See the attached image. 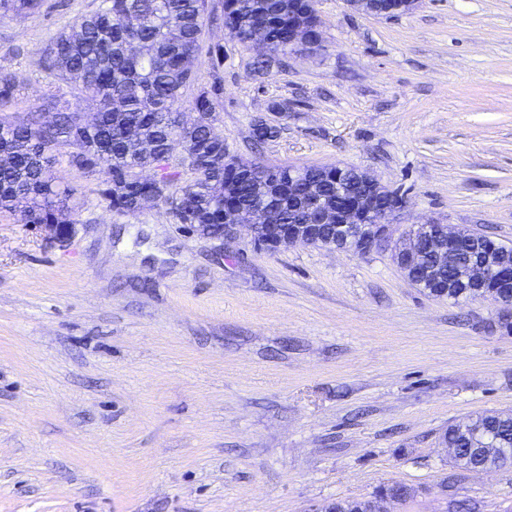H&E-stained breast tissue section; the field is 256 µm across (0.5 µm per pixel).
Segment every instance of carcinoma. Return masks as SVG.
Listing matches in <instances>:
<instances>
[{"instance_id": "1", "label": "carcinoma", "mask_w": 512, "mask_h": 512, "mask_svg": "<svg viewBox=\"0 0 512 512\" xmlns=\"http://www.w3.org/2000/svg\"><path fill=\"white\" fill-rule=\"evenodd\" d=\"M41 0H0V18L29 15ZM212 21L208 0H100L94 12L74 19L46 47L43 69L78 95L97 106V120L84 125L81 115L71 110L63 97L54 100L55 117L41 127L34 115L23 120L0 116V212L10 213L27 203L28 224H70L69 189L52 175L55 152L62 145L73 148L68 162L101 175V202L122 214L137 211V198L157 190L165 193L159 202L181 224H222L225 215H244L256 202L251 178L265 175L269 168L254 165L252 177L225 168L229 153L224 136L215 132L216 104L222 93L221 81L200 88L187 109L199 119L185 124L180 104L185 90L197 84L203 65L202 37ZM222 25L230 37L247 42L251 30L260 29L266 53L257 56L255 69L264 71L271 63H283L288 46V0H224ZM23 78L16 72L0 71V106L20 94ZM184 146L195 154L189 167L192 177L179 183L181 164L161 168L156 181L129 182L126 176L156 167L160 156ZM281 184L266 205L278 216L277 223L289 224L288 168L280 170ZM464 249L455 264L440 273L434 290L450 300H477L485 295L511 293L497 288L506 270L490 271V288H479L462 277V264L490 251L512 263V246L486 235L460 229ZM455 449L448 472L441 480L446 512H482L480 502L462 497L458 486L464 473L499 468L512 461V414H479L448 425L442 434ZM406 495L398 483L383 484L373 496ZM336 512H365L370 501H335Z\"/></svg>"}]
</instances>
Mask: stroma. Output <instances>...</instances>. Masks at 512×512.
Returning a JSON list of instances; mask_svg holds the SVG:
<instances>
[{
	"label": "stroma",
	"instance_id": "35a3bbf8",
	"mask_svg": "<svg viewBox=\"0 0 512 512\" xmlns=\"http://www.w3.org/2000/svg\"><path fill=\"white\" fill-rule=\"evenodd\" d=\"M100 0L0 18L11 112H47L50 40ZM323 48L254 72L222 46L215 128L269 167L370 171L414 224L512 244V0H419L376 16L318 0ZM279 134L254 145L257 118ZM75 236L0 214V512H320L397 481L389 512H445L448 424L512 413V333L491 300L413 286L384 245L365 254L219 245L162 203L119 215L98 176L59 162ZM512 512V463L459 486ZM23 78L16 72L0 71V106L20 94Z\"/></svg>",
	"mask_w": 512,
	"mask_h": 512
}]
</instances>
